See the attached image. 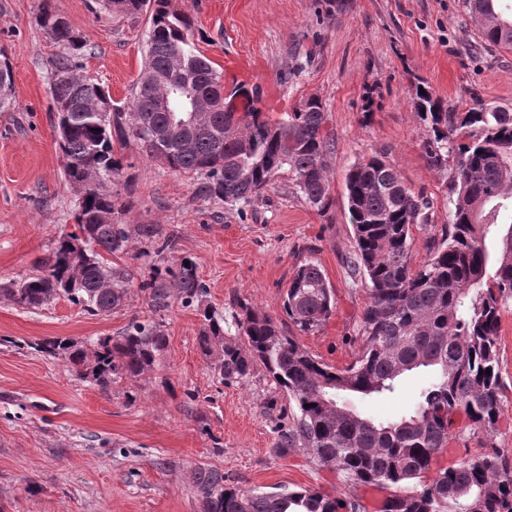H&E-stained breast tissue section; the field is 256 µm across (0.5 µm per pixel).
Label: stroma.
Returning <instances> with one entry per match:
<instances>
[{"mask_svg":"<svg viewBox=\"0 0 512 512\" xmlns=\"http://www.w3.org/2000/svg\"><path fill=\"white\" fill-rule=\"evenodd\" d=\"M73 31L90 44L85 70L129 101L144 59L149 22L106 9L101 0H52ZM40 0H0V47L13 65L16 105L0 112V285L32 274L52 241L73 232L77 197L58 146L51 63L59 51L35 16ZM200 35L202 52L226 75L227 93L243 89L278 120L303 101L324 107L336 148L329 158L333 203L324 212L297 194L289 174L241 209L197 193L199 178L146 158L136 144L122 151L130 177L124 223L159 224L172 233L168 261L188 256L207 287L204 299L234 337L236 301L280 326L289 278L317 261L336 309L300 344L343 367L360 347L368 298L353 285V250L344 179L356 161L384 156L406 185L433 203L432 222L448 221V175L423 157L425 129L410 95L427 83L449 107L470 93L512 112V51L488 50L476 38L462 0H173ZM160 324L167 346L153 371L103 390L63 360L30 349L31 341L66 336L90 341L118 336L132 320ZM203 321L196 305L171 297L153 309L139 288L108 314L90 315L64 298L28 311L0 301V512H201L192 483L196 467L223 471L250 491L310 488L355 497L363 512H380L386 490L347 485L299 449L277 456L281 428L297 409L256 368L244 381L222 378L197 345ZM500 447L512 450V307L500 323ZM426 373L406 376L389 397L356 400L358 411L394 419L413 409ZM448 451L434 468L481 452L463 414L452 417Z\"/></svg>","mask_w":512,"mask_h":512,"instance_id":"1","label":"stroma"}]
</instances>
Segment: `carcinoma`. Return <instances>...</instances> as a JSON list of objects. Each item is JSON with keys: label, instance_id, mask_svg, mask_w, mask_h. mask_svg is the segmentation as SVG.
Listing matches in <instances>:
<instances>
[{"label": "carcinoma", "instance_id": "carcinoma-1", "mask_svg": "<svg viewBox=\"0 0 512 512\" xmlns=\"http://www.w3.org/2000/svg\"><path fill=\"white\" fill-rule=\"evenodd\" d=\"M120 13L148 14L149 36L130 104L120 107L97 79L82 73L87 47L65 18L41 0L37 23L63 51L52 62L59 148L69 184L86 185L73 218L76 230L62 234L40 273L0 288V299L26 310L65 297L91 315L120 307L133 287L130 270L110 256L126 254L138 241L144 255L165 260L172 236L158 224L121 223L125 204L112 179L123 169L120 150L135 141L149 159L175 173L203 177L198 195L230 206H247L281 172L317 211L332 203L327 159L335 140L325 128L321 102L311 98L278 122L249 103L242 116L227 107L196 113L188 137L152 140L138 125L147 119L165 132L172 113L158 102L157 79L188 82L205 97L224 80L201 53L191 19L170 0H103ZM479 39L512 50V0H462ZM425 93H420V90ZM411 102L426 131L429 167L449 173L448 223L427 237L426 257L412 264L413 227L431 226V203L410 190L395 168L371 156L354 163L345 178V198L354 230L347 263L361 279L369 304L359 328L360 348L345 368L312 356L297 335L319 330L335 309L332 290L318 263L305 260L289 280L283 302L293 327L284 331L248 304L237 303V337L224 336V316L200 309L204 327L198 346L228 379L243 381L261 366L288 394L299 415L282 431L276 453L303 449L319 465L336 470L353 486L390 490L382 512H512V452L499 447L502 408L498 336L502 311L512 304V112L491 107L475 93L463 112L428 85ZM15 105L13 66L0 50V111ZM98 132H93V129ZM112 214V223L103 215ZM84 236L83 251L70 239ZM151 306H168L171 291L191 304L207 288L191 257L154 266L138 283ZM167 337L155 323L135 321L121 336L87 343L70 337L44 338L31 348L61 358L86 381L107 389L118 379L153 370ZM430 373L414 408L392 421L361 415L343 397L394 393L404 377ZM462 413L484 451L427 478L433 459L448 441L452 416ZM193 485L202 512H361L355 499L309 489L245 491L224 483V472L197 467Z\"/></svg>", "mask_w": 512, "mask_h": 512}]
</instances>
